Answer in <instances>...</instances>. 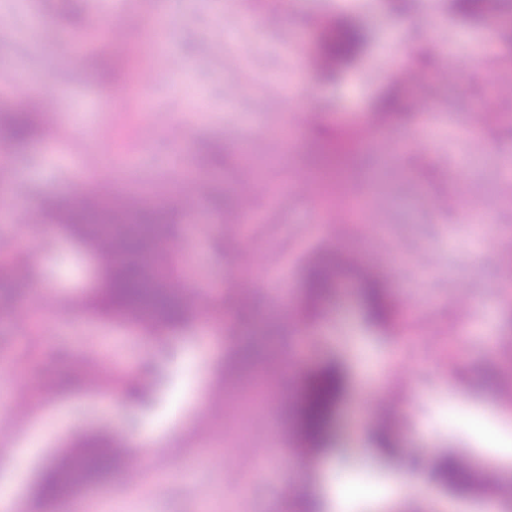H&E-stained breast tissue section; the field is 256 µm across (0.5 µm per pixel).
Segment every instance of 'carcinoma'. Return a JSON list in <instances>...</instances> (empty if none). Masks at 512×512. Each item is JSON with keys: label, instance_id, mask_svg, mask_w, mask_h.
<instances>
[{"label": "carcinoma", "instance_id": "cac0c4a2", "mask_svg": "<svg viewBox=\"0 0 512 512\" xmlns=\"http://www.w3.org/2000/svg\"><path fill=\"white\" fill-rule=\"evenodd\" d=\"M457 14L479 19L495 11L512 29V0H448ZM365 28L350 14L341 13L324 27L312 55L318 69L336 76L353 66L367 46ZM96 78L109 84L119 74L114 54L101 51L92 59ZM411 104L405 93V78H390L386 90L372 105L371 122L389 123L408 117ZM48 103L35 98L23 107L0 109V139L16 151L26 149L42 132ZM362 127L349 124L320 144L314 156L312 174L324 197L336 194L335 178L348 180L357 168ZM205 193L217 223H224V185L208 184ZM38 219L60 235L80 244L98 262L99 285L82 298L93 314L113 321L134 324L152 336H167L196 321L188 306V289L176 288L171 279L177 268L168 240L174 223L171 208L144 201L122 209L112 205V183L97 184L78 200L47 196L40 204ZM33 254L24 253L13 261L0 263V288L10 296L23 280ZM344 277L339 259L320 253L305 267L303 287L315 307L332 296ZM369 318L385 323L392 316L387 289L378 278L366 279L359 291ZM239 363L252 371L263 365L262 352L244 345ZM350 378L343 363L330 358L310 372L295 408L298 429L312 436L336 438V413L350 391ZM125 449L113 433L84 434L56 458L44 473L36 492L35 506L41 512L62 497L74 495L84 486L108 475L124 464Z\"/></svg>", "mask_w": 512, "mask_h": 512}]
</instances>
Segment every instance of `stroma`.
Instances as JSON below:
<instances>
[{
  "label": "stroma",
  "instance_id": "1",
  "mask_svg": "<svg viewBox=\"0 0 512 512\" xmlns=\"http://www.w3.org/2000/svg\"><path fill=\"white\" fill-rule=\"evenodd\" d=\"M81 35L59 0H0V105L33 92L53 110L41 138L12 155L0 184V241L26 236L37 279L0 302V471L23 475L15 512H36L33 476L97 423L158 433L148 448L127 445V465L50 512H311L324 483L357 484L379 503L357 512H484L480 497L443 484L426 456L498 473V512H512V432L479 444L478 421L512 422V123L477 119L490 92L512 87V67L471 61L489 45H512L499 19L473 22L446 0H82ZM341 7L368 29L363 57L337 79L312 60L317 30ZM167 11L170 22L155 19ZM120 31V79L102 87L82 71L106 33ZM401 64L423 73L406 92L419 105L403 125L379 127L362 149L359 180L369 220L337 224L309 180L312 149L337 127L368 122L369 108ZM357 95H349L348 87ZM222 146L224 198L241 213L214 233L201 186L172 226L179 266L192 267L191 303L223 296L224 327L206 322L155 339L102 320L80 305L93 286L73 245L37 223L44 195L77 197L123 172V195L163 198L180 175ZM493 233H485V225ZM349 263L376 255L375 272L396 309L370 322L354 293L337 290L307 307L303 268L320 252ZM254 320L241 325L237 304ZM274 324L264 346L280 399L252 416L253 375L234 365L238 344ZM458 337L456 358L449 337ZM341 357L352 390L335 445L293 454L292 404L307 372ZM372 361L374 380L363 364ZM93 369L79 371L80 362ZM112 377L104 390L101 374ZM27 444V456L16 449ZM418 473L416 495L388 496L396 478Z\"/></svg>",
  "mask_w": 512,
  "mask_h": 512
}]
</instances>
